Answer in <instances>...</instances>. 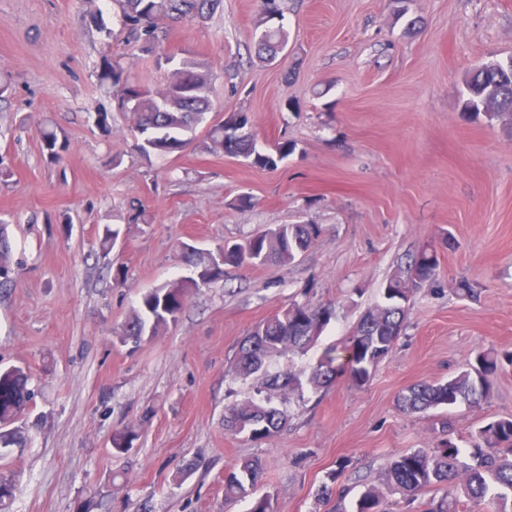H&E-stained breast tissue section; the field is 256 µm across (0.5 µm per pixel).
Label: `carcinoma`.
Returning <instances> with one entry per match:
<instances>
[{
	"label": "carcinoma",
	"mask_w": 512,
	"mask_h": 512,
	"mask_svg": "<svg viewBox=\"0 0 512 512\" xmlns=\"http://www.w3.org/2000/svg\"><path fill=\"white\" fill-rule=\"evenodd\" d=\"M122 12L134 42L143 51H151L166 24L187 19H206L217 12L222 0H113ZM287 34L282 27L267 26L258 35V51L274 58L284 50ZM213 79L209 67L195 59H183L173 69L162 90L142 85L131 96L128 87L136 83L119 62L102 68L101 80L116 87L117 110L135 119L134 133L141 139L138 148L150 152L171 153L189 143L184 133L199 124H208V148L227 151L261 168H272L290 150L286 141L272 152L257 149L256 135L244 112L232 113L215 123L209 121L213 105L207 90ZM462 111L486 112L512 130V60H492L462 77ZM317 224H278L243 243L225 245L218 253L195 251L188 256L186 273L177 280L153 288L141 297L138 309L119 334L121 342L138 344L154 336L178 318L191 289L201 288L224 277V267L245 264L262 265L272 259L289 264L305 252L319 237ZM11 243L0 225V288L8 279ZM437 252L428 248L413 256L407 265L385 281L377 303L359 318L349 336L327 347L300 377L286 368L271 373L267 359L286 350L295 352L315 344L334 315L332 306L314 308L294 302L264 320L243 341L234 364L224 375L233 379L254 378L261 398L225 409L226 426L235 434L252 441L265 439L287 421L288 411L274 403L275 395L288 388L303 386L318 391L341 380L361 387L393 351L400 339L414 294L437 280ZM512 366V351L481 350L466 368L445 379L423 380L398 396V406L412 415L429 410L451 409L462 402L476 406L488 400L495 380L505 366ZM28 377L23 369H0V442L4 447L20 446L25 441L23 428L17 426L32 399ZM442 438L431 448L411 449L387 465L383 487H368L352 509L345 504L346 493L339 492L334 512H385V492L399 491L409 500L421 491L442 485L447 491L427 501L420 512H467L465 505L485 498L497 501L495 512H512V417L490 419L471 435L470 447L460 448L450 437L447 421H441ZM136 433L125 428L114 433L112 447L123 452L130 448ZM262 471L256 460H245L224 476V499H234L254 489ZM15 476L0 475V506L15 496Z\"/></svg>",
	"instance_id": "obj_1"
}]
</instances>
